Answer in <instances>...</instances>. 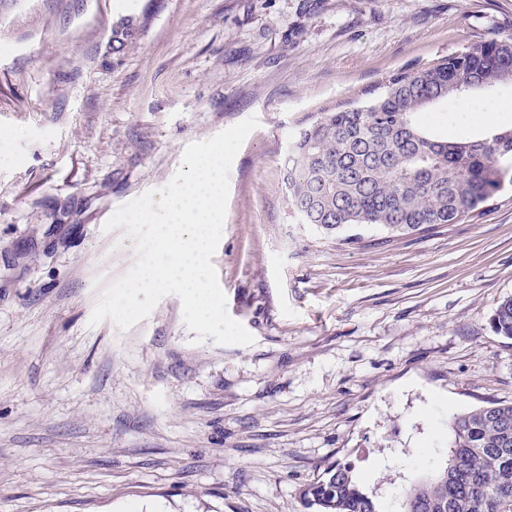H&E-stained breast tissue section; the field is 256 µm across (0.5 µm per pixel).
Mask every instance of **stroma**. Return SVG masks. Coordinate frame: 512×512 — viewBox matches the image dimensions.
Masks as SVG:
<instances>
[{
	"label": "stroma",
	"mask_w": 512,
	"mask_h": 512,
	"mask_svg": "<svg viewBox=\"0 0 512 512\" xmlns=\"http://www.w3.org/2000/svg\"><path fill=\"white\" fill-rule=\"evenodd\" d=\"M510 35L512 0H0V512H314L301 491L334 462L402 512L450 417L512 401L490 326L512 186L476 219L345 242L299 222L283 164L319 108ZM253 115L212 259L253 344L194 343L173 295L91 325L135 260L108 219ZM423 120L486 127L455 100ZM146 21L147 17L144 15L143 21L139 22L138 25L134 23L133 18H128L121 22L112 36V54L118 56L123 54L127 47L133 43L132 40L136 31L143 27Z\"/></svg>",
	"instance_id": "1"
}]
</instances>
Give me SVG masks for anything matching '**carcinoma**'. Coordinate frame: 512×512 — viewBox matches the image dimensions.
Returning <instances> with one entry per match:
<instances>
[{
  "instance_id": "obj_1",
  "label": "carcinoma",
  "mask_w": 512,
  "mask_h": 512,
  "mask_svg": "<svg viewBox=\"0 0 512 512\" xmlns=\"http://www.w3.org/2000/svg\"><path fill=\"white\" fill-rule=\"evenodd\" d=\"M143 24L128 18L112 54ZM512 83V37L392 74L343 110L322 108L291 139L283 184L304 224L328 232L376 226L390 234L457 224L512 185V125L479 137L433 136L420 116L440 102ZM493 332L512 340V297ZM448 463L404 491V512H512V401H493L451 420ZM318 512H379L350 464H333L302 489Z\"/></svg>"
}]
</instances>
